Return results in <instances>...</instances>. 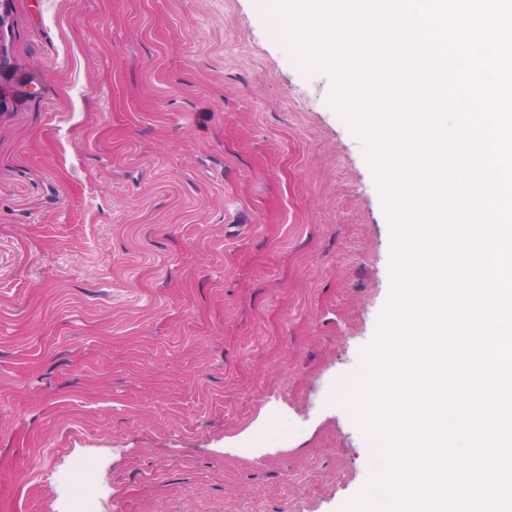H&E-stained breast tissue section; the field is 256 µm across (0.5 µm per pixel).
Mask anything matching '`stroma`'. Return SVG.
Returning <instances> with one entry per match:
<instances>
[{"label":"stroma","instance_id":"35a3bbf8","mask_svg":"<svg viewBox=\"0 0 512 512\" xmlns=\"http://www.w3.org/2000/svg\"><path fill=\"white\" fill-rule=\"evenodd\" d=\"M0 512H349L392 293L363 143L266 0H0ZM273 400L275 453L224 455ZM74 468L76 476L70 489L67 512H96L93 503L98 489L93 478L94 465L81 459Z\"/></svg>","mask_w":512,"mask_h":512}]
</instances>
